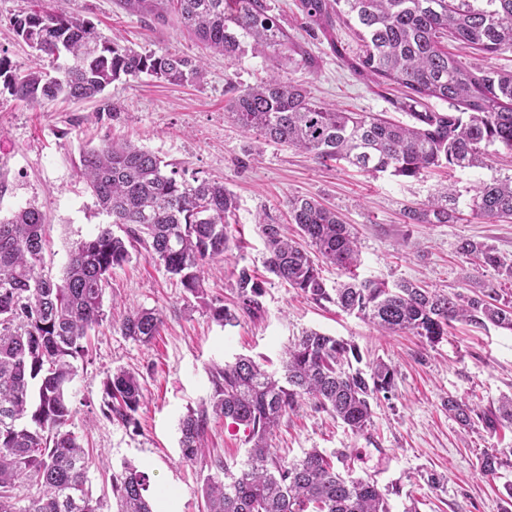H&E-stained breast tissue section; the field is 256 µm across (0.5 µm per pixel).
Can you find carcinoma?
<instances>
[{
  "instance_id": "obj_1",
  "label": "carcinoma",
  "mask_w": 512,
  "mask_h": 512,
  "mask_svg": "<svg viewBox=\"0 0 512 512\" xmlns=\"http://www.w3.org/2000/svg\"><path fill=\"white\" fill-rule=\"evenodd\" d=\"M128 12L158 24L174 19L204 48L235 63L247 54L270 62V73L253 86L232 89V120L246 133L286 144L328 166L341 162L368 175L388 172L421 178L448 167L483 164L485 148L512 153V73L465 67L444 39L473 45L488 56L512 50V0H298L302 25L322 34L350 72L402 95L398 108L411 123L367 112H342L315 101L280 74L282 62L306 68L312 57L271 13L267 0H120ZM346 26L357 42L349 52L336 38ZM16 36L36 52L40 65L13 69L0 53V89L42 105L60 97L96 100L98 111L115 112L104 97L108 86L143 74L178 84L197 78L201 60L176 53L139 52L103 39L94 25L63 11L31 8L13 22ZM437 99L447 110L427 107ZM159 156L130 143L107 141L80 158V175L101 212L125 225V236L105 227L70 250L63 277L44 273L46 214L35 205L0 219V512H98L87 487L91 461L68 429L69 385L74 362L88 353V332L104 319L103 296L112 269L143 245L151 258L178 278L182 288L205 299L210 262L231 249L237 200L223 183L190 181L167 170ZM469 207L489 219H512V180L482 182ZM297 237L282 231L265 211L258 224L267 250L266 270L317 304H333L372 324L381 334L410 331L433 345L455 322L489 323L512 331V295L492 286L444 292L403 281L388 287L357 273L359 249L350 225L335 211L306 196L288 199ZM449 188L404 210L407 224H449L458 219ZM461 254L478 268H492L512 282V263L492 246L465 240ZM347 280L326 286L322 266ZM265 280L242 267L232 305L208 303L210 317L236 326L262 312ZM164 325L162 311L137 308L120 332L151 342ZM355 344L306 330L287 347L281 373L240 355L210 369L209 402L180 422L181 460L193 462L205 448L208 413L244 427L249 444L237 472L219 466L202 488L207 512H391L377 483L342 474L335 459L317 448L285 461L270 440L280 420L310 401L352 432L371 422L372 403L390 399L395 369L378 360L364 370ZM143 398L139 374L122 368L104 382L102 414L124 426L136 424ZM464 429L512 428V397L483 409L453 397L444 403ZM512 458L509 448L486 451L479 470L494 475ZM118 512H154L145 495L149 476L133 464L112 474ZM31 490L28 506H15L16 490Z\"/></svg>"
}]
</instances>
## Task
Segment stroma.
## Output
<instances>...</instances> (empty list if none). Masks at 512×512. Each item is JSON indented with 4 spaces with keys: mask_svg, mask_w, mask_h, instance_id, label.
I'll return each instance as SVG.
<instances>
[{
    "mask_svg": "<svg viewBox=\"0 0 512 512\" xmlns=\"http://www.w3.org/2000/svg\"><path fill=\"white\" fill-rule=\"evenodd\" d=\"M268 3L316 61L312 69L284 66L285 78L341 111L384 112L406 121L392 103V92L351 75L324 39L300 29L296 0ZM33 4L90 21L103 38H120L139 51L204 59L201 76L184 84L147 75L112 83L105 94L118 108L113 117L96 114L92 102L59 99L36 106L0 94V172L10 184L0 198V216L27 204L46 212V274L61 277L72 246L109 222L80 178L78 164L85 148L112 138L152 151L186 179L223 181L236 196L232 232L239 246L209 265L206 300L231 302L238 270H262L265 251L255 218L266 209L286 212L292 196L315 198L355 227L361 250L357 272L363 278L391 284L408 280L448 292L498 283L494 271L476 268L459 254L465 239L493 245L512 260V220L484 218L468 206L478 184L512 178V156L502 150L489 148L481 166L419 179L328 168L287 145L244 133L225 118V71L235 69L241 85L252 84L266 73L263 58L249 55L228 65L223 55L204 50L176 25L145 24L119 0H0V48L17 70L32 66L34 52L16 37L12 20ZM444 181L457 191L459 220L404 223V208L425 202ZM206 300L187 293L146 252L133 253L113 269L104 295L105 319L92 331L89 353L78 360L72 382L70 428L93 455L104 458L88 473L99 512H117L110 476L127 463L149 474L155 512H202L205 478L216 473L218 463L235 471L246 458L243 431L213 417L203 454L191 463L180 460L179 424L188 410L210 398L211 364L245 354L265 361L268 370H280L286 347L309 329L352 341L363 363H391L395 392L374 404L371 425L358 434L304 404L273 434L270 443L278 456L291 460L312 448L346 452L345 465L354 476L390 490L392 512H404L409 504L418 512H502L512 466L487 477L477 463L485 451L512 445V429H462L444 403L454 397L494 408L512 396L511 331L459 324L432 346L409 332L382 336L358 316L317 305L273 277L265 284L261 315L241 317L237 326L213 321ZM139 307L162 309L165 316L160 336L148 344L119 331L126 313ZM119 367L138 372L143 381L144 401L134 426L107 420L101 412L103 383ZM431 473L440 476L439 487L428 485Z\"/></svg>",
    "mask_w": 512,
    "mask_h": 512,
    "instance_id": "obj_1",
    "label": "stroma"
}]
</instances>
